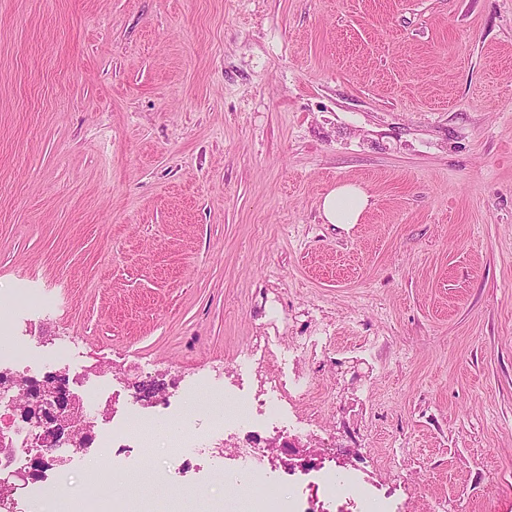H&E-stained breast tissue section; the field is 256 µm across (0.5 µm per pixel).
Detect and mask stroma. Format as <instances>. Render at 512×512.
Masks as SVG:
<instances>
[{"label": "stroma", "mask_w": 512, "mask_h": 512, "mask_svg": "<svg viewBox=\"0 0 512 512\" xmlns=\"http://www.w3.org/2000/svg\"><path fill=\"white\" fill-rule=\"evenodd\" d=\"M340 182L361 223H326ZM120 400L221 372L127 459L134 512H247L158 476L309 350L280 432L393 512H512V0H0V327ZM107 473L89 451L74 500ZM369 204V194L362 185L344 182L323 196L320 210L329 224H358ZM199 444V437L197 436H187L185 440L181 441L173 450L171 451V459L176 464L180 462L179 467L184 465L186 462H191V457H194L198 460L204 461L210 454L213 448H199L196 447ZM187 463V464H188Z\"/></svg>", "instance_id": "obj_1"}]
</instances>
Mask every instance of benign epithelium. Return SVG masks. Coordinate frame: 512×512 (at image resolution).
I'll list each match as a JSON object with an SVG mask.
<instances>
[{"label":"benign epithelium","instance_id":"benign-epithelium-1","mask_svg":"<svg viewBox=\"0 0 512 512\" xmlns=\"http://www.w3.org/2000/svg\"><path fill=\"white\" fill-rule=\"evenodd\" d=\"M82 418V411L68 383L49 378L41 381L27 398L22 420L37 429V443L44 451L33 459L29 470L12 472L10 478L27 482L34 472L55 460L51 450L63 439L77 451L84 449L90 430H85L77 439L73 438L71 431V426L81 422Z\"/></svg>","mask_w":512,"mask_h":512}]
</instances>
